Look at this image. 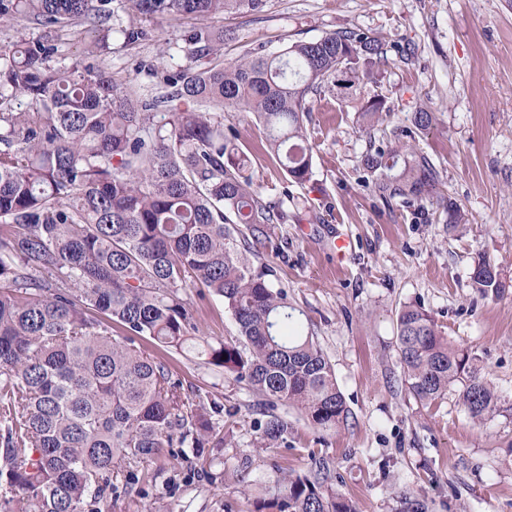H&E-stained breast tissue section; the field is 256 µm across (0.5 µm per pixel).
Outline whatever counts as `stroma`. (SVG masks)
Wrapping results in <instances>:
<instances>
[{
  "label": "stroma",
  "instance_id": "obj_1",
  "mask_svg": "<svg viewBox=\"0 0 512 512\" xmlns=\"http://www.w3.org/2000/svg\"><path fill=\"white\" fill-rule=\"evenodd\" d=\"M208 24L227 34L214 60L221 67L257 48L278 52L350 30L374 33L387 50L368 83L314 100L304 119L313 155L305 183L289 180L261 149L251 112H224L225 130L250 152L262 199L287 215L255 245L253 264L308 318L349 415L323 431L278 405L288 437L265 448L261 397L232 373L169 352L174 379L223 405L224 445L204 457L150 462L157 476L148 496H121L111 512H252L280 471L311 474L322 465L356 512H404L409 499L428 512H512V289L484 297L471 281L481 257L512 281V0H265L260 10ZM191 25L141 21L144 40L128 44L116 33L111 53L93 64L141 97L157 96L162 74L188 63L182 47ZM376 94L388 113L366 132L358 108ZM422 104L435 124L409 136ZM372 140H399L425 154L466 223L448 225L427 199H382L358 166ZM341 237L351 248L340 258ZM185 296L203 338L237 340L221 298L193 282ZM410 303L468 349L496 387L499 409L486 421L470 418L457 389L431 405L406 390L395 319Z\"/></svg>",
  "mask_w": 512,
  "mask_h": 512
}]
</instances>
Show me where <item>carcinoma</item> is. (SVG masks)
<instances>
[{
  "label": "carcinoma",
  "instance_id": "1",
  "mask_svg": "<svg viewBox=\"0 0 512 512\" xmlns=\"http://www.w3.org/2000/svg\"><path fill=\"white\" fill-rule=\"evenodd\" d=\"M111 3L0 0V22L44 28L41 38L20 37L0 51V512H105L108 499L154 481L146 463L205 453L224 406L172 378L160 354L169 348L195 352L264 397L258 428L268 448L288 436V422L274 413L281 402L325 431L348 415L303 312L247 257L285 214L254 189L250 157L235 132L224 133L221 112L253 113L267 151L292 181L306 182L309 99L331 84L354 87L361 69L386 56L383 42L344 31L216 68L210 61L224 31L194 26L184 34L189 64L163 77L168 92L142 98L80 59L52 64L68 26L96 27L93 52L110 49ZM130 3L140 20L263 7ZM167 103L169 111L156 113ZM384 109L374 95L358 121L373 127ZM433 121L423 106L411 117L418 131ZM359 167L381 197L432 199L448 223H466L425 155L371 142ZM231 224L245 225L252 240L237 243ZM189 279L223 299L244 344L198 336L183 294ZM471 279L484 297L509 287L484 258ZM396 331L409 394L431 404L456 387L471 418L493 415V383L428 311L401 307ZM254 512L356 510L319 473L278 479Z\"/></svg>",
  "mask_w": 512,
  "mask_h": 512
}]
</instances>
